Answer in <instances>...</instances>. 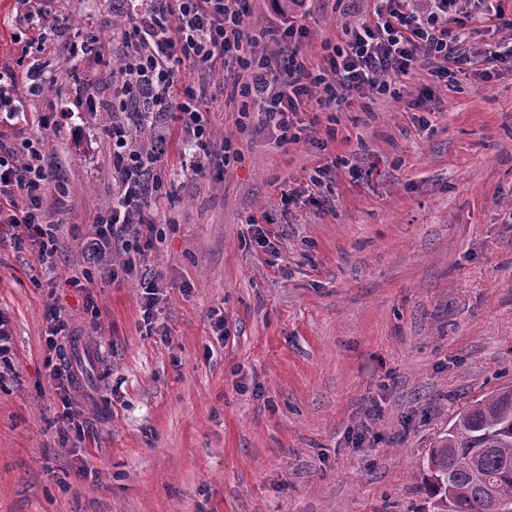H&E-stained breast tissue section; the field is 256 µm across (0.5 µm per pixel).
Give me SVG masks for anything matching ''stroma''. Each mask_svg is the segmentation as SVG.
I'll return each instance as SVG.
<instances>
[{
	"label": "stroma",
	"instance_id": "35a3bbf8",
	"mask_svg": "<svg viewBox=\"0 0 512 512\" xmlns=\"http://www.w3.org/2000/svg\"><path fill=\"white\" fill-rule=\"evenodd\" d=\"M46 3L55 26L29 31ZM373 10L304 0L306 54L322 62ZM131 21L114 0H0V69L21 110L0 135L41 141L59 238L45 266L0 223L15 352L0 367V512H421L433 442L472 400L512 388V61L491 58L512 29L460 43L469 63L449 79L425 60L389 95L304 112L285 148L260 112L237 124V69L216 70L202 105L238 161L197 173L169 149L145 198L153 248L116 246L95 266L80 244L112 196L107 130ZM82 86L96 111L77 105ZM322 156L337 166L315 188ZM130 261L135 276L108 281ZM58 319L68 332L51 349ZM68 406L80 428L63 433Z\"/></svg>",
	"mask_w": 512,
	"mask_h": 512
}]
</instances>
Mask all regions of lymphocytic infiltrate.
Here are the masks:
<instances>
[{"instance_id":"f902f5d3","label":"lymphocytic infiltrate","mask_w":512,"mask_h":512,"mask_svg":"<svg viewBox=\"0 0 512 512\" xmlns=\"http://www.w3.org/2000/svg\"><path fill=\"white\" fill-rule=\"evenodd\" d=\"M147 2L122 35L126 78L112 109L124 110L140 99L146 105L142 119L169 115L181 133L179 145L194 148L200 172L214 163L230 165L238 157L231 140H211L196 93L197 81L227 60H236L241 69L236 92L264 112V128L281 146L297 142L295 121L310 104H345L367 91L387 95L393 83L425 59H443L437 74L445 78L467 63L450 49L461 37L448 26V10L456 0H425L413 10L407 7L409 0H376L375 21L345 24V48L334 49L320 66L309 62L303 51L305 28L286 24L276 38L288 54L284 68L277 57L248 53L256 36L243 27L234 0ZM110 138L116 192L110 206L94 213V232L83 245L94 264L115 246L145 253L156 233L144 205L149 160L135 147L133 131L125 123H113ZM53 181L37 144L0 152V223L11 225L18 241L35 247L44 265L57 250L55 227L42 220L45 192ZM19 194L25 207L15 204Z\"/></svg>"}]
</instances>
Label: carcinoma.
<instances>
[{
	"label": "carcinoma",
	"instance_id": "cac0c4a2",
	"mask_svg": "<svg viewBox=\"0 0 512 512\" xmlns=\"http://www.w3.org/2000/svg\"><path fill=\"white\" fill-rule=\"evenodd\" d=\"M423 471L430 512H487L491 496L512 508V389L458 412L428 450Z\"/></svg>",
	"mask_w": 512,
	"mask_h": 512
}]
</instances>
